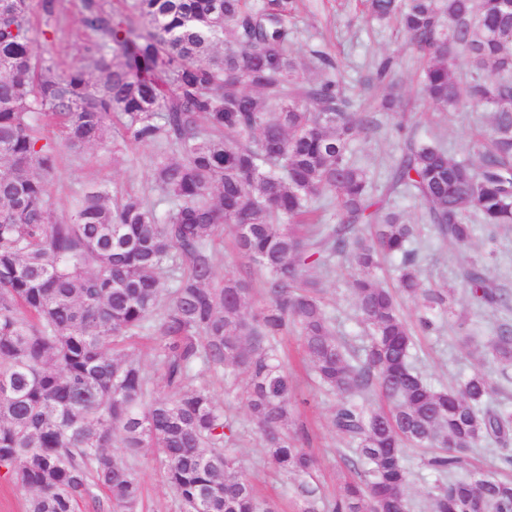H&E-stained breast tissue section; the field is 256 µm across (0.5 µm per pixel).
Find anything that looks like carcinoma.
Here are the masks:
<instances>
[{
	"label": "carcinoma",
	"instance_id": "cac0c4a2",
	"mask_svg": "<svg viewBox=\"0 0 512 512\" xmlns=\"http://www.w3.org/2000/svg\"><path fill=\"white\" fill-rule=\"evenodd\" d=\"M296 6L135 0L130 17L82 0L96 39L85 63L60 75L28 36V0H0V476L30 494L28 512H139L140 479L114 446L129 457L156 449L184 512H274L243 475L233 421L195 367L244 373L272 464L308 476L315 460L293 428V385L278 359L290 332L339 396L331 426L363 467L332 512L410 509L409 445L439 449L428 464L448 483L432 495L433 512H512V481L469 462L482 443L512 436V407L493 400L481 372L432 387L411 364L413 332L396 294L375 275L382 258L400 259L398 292L423 301L425 332L450 311L448 292L420 279L418 225L374 200L369 171L351 159L354 141L378 130L397 100L350 111L339 65L321 50L317 78L301 77L290 48ZM365 9L395 22L421 55L432 109L475 102L494 114L476 165L398 125L384 196L416 199L434 232L458 245L475 220L512 225V0H366ZM39 11L50 43L66 7L40 0ZM51 124L71 150L109 138L115 154L129 143L161 146L153 180L165 215L120 186H92L70 220H57L50 187L60 149L41 133ZM324 199L334 224L323 223ZM226 228L264 273L256 308L249 282L214 281L212 240ZM335 256L349 261L347 286L369 329L357 350L336 338L321 288L304 275ZM165 278L176 282L166 295ZM463 281L478 307H512V291L491 283L484 263L466 267ZM143 329L159 383L125 353ZM481 357L508 375L512 325H499ZM371 392L388 407L366 408L360 397Z\"/></svg>",
	"mask_w": 512,
	"mask_h": 512
}]
</instances>
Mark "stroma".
I'll return each mask as SVG.
<instances>
[{
	"label": "stroma",
	"instance_id": "35a3bbf8",
	"mask_svg": "<svg viewBox=\"0 0 512 512\" xmlns=\"http://www.w3.org/2000/svg\"><path fill=\"white\" fill-rule=\"evenodd\" d=\"M66 5L65 29L45 55L60 72L80 60L93 39L82 26L80 0H66ZM291 27L301 76L306 78L314 73L312 50H326L340 64L341 80L354 111L372 110L389 89H396L401 95L403 115H383L380 128L352 146L353 160L373 174L374 193H381L390 161L399 153L401 138L396 125L401 121L415 127L421 136L439 140L450 158L478 162V150L471 142V133L475 127L489 126L490 112L472 102L460 105L447 115L432 112L417 83V73L423 65L421 57L392 26L366 22L362 0H309L294 14ZM389 55L397 60L391 82L377 83L371 90H364L365 80ZM157 151L154 145L131 143L123 160L117 162L112 158V146L108 143L77 152L63 150L52 182V207L56 218L69 220L71 198L94 184L116 183L146 193L150 199H158L150 166ZM415 247L426 287L451 291L452 311L439 319L435 333L416 334L412 349L414 367L438 388L458 386L475 369H482L497 389L496 400L512 406V380H504L496 365L479 363L471 354L473 346L486 341L499 324L512 323V310L478 308L462 280L464 268L483 259L487 262L488 278L494 284L512 289V230H500L491 236L480 227L469 245L457 246L437 238L426 228ZM214 248L217 254L215 279L235 273L249 277L256 289L261 287L262 272L234 250L230 234L218 236ZM307 273L322 283L328 302L326 312L336 336L355 345L365 341V329L346 286V262L337 258L328 267L312 265ZM281 352L294 380V418L297 427L303 430L301 444L316 459V468L308 482L317 493L318 512H329L344 484L360 478L355 465V447L330 426L329 418L338 397L317 383L311 368L302 359L296 336L284 339ZM211 383L225 412L235 422L236 451L243 473L258 497L273 505L276 512H302L303 500L297 491L299 477L276 470L259 445L242 392L244 377L227 381L215 376ZM428 456L425 448L404 450L411 512H430L427 494L441 481L440 475L427 466ZM131 464L143 485L142 512H182L177 496L164 481L153 449H142Z\"/></svg>",
	"mask_w": 512,
	"mask_h": 512
}]
</instances>
